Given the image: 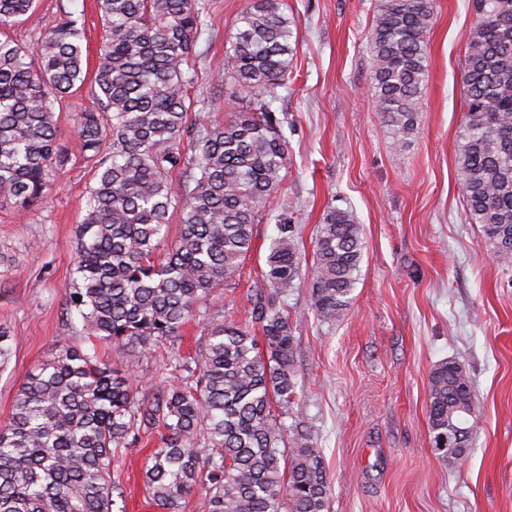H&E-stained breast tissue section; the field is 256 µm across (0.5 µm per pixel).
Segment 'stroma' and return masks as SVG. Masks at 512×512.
I'll use <instances>...</instances> for the list:
<instances>
[{"label":"stroma","mask_w":512,"mask_h":512,"mask_svg":"<svg viewBox=\"0 0 512 512\" xmlns=\"http://www.w3.org/2000/svg\"><path fill=\"white\" fill-rule=\"evenodd\" d=\"M202 2L193 113L222 122L242 100L232 81L213 79L210 67L223 59L250 0ZM283 3L295 21L296 48L292 77L277 88L273 105L288 141L283 182L265 204L268 215L255 226L235 282L217 289L210 307L249 321L248 299L263 287L277 235L278 198L288 202L308 259L327 207L349 210L361 227L364 255L347 310L336 321H320L304 284L285 298L303 386L293 412L322 450L328 512H512V257L487 252L481 226L467 217L456 167L472 0H436L420 124L400 151L371 92L367 32L378 0ZM65 11L80 17L86 67L94 69L102 36L97 0H37L11 34L35 46ZM95 107L84 88L58 117L70 160L48 202L22 216L0 206V328L16 339L0 367V425L27 375L70 333L66 286L95 171L77 147L72 115ZM204 341L202 326L191 324L150 360L116 356L103 345L98 353L126 370L150 401L161 364ZM451 358L467 368L477 403L470 454L459 468L438 458L428 424L430 372ZM148 453L136 445L112 462L126 512H160L143 486Z\"/></svg>","instance_id":"1"}]
</instances>
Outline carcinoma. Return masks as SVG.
Segmentation results:
<instances>
[{
	"mask_svg": "<svg viewBox=\"0 0 512 512\" xmlns=\"http://www.w3.org/2000/svg\"><path fill=\"white\" fill-rule=\"evenodd\" d=\"M35 2L0 0V203L22 215L46 201L68 161L57 109L90 81L98 110L74 113L73 128L96 172L77 231L69 314L80 335L118 355L152 357L193 321L207 340L173 365L151 403L95 349L59 343L53 360L28 374L0 428V512H113L120 486L112 460L154 432L160 441L143 485L163 512H180L200 484V512H327L321 449L274 409H292L299 387L292 324L277 302L305 273L312 311L324 321L340 317L360 275V225L349 211L327 208L304 271L283 207L263 271L268 292L249 299L251 324L207 305L238 274L260 208L282 182L288 142L271 97L292 71L294 20L281 0H254L213 70L220 82L234 80L246 106L220 124L191 127L200 0H98L103 37L90 78L71 16L35 48L8 33ZM473 10L456 165L468 217L494 255L511 257L512 0H473ZM433 15L434 0H380L367 34L377 112L398 150L418 129ZM176 170L184 175L178 186ZM176 206L180 234L159 261ZM428 401L438 457L462 466L476 401L459 362L432 369Z\"/></svg>",
	"mask_w": 512,
	"mask_h": 512,
	"instance_id": "cac0c4a2",
	"label": "carcinoma"
}]
</instances>
